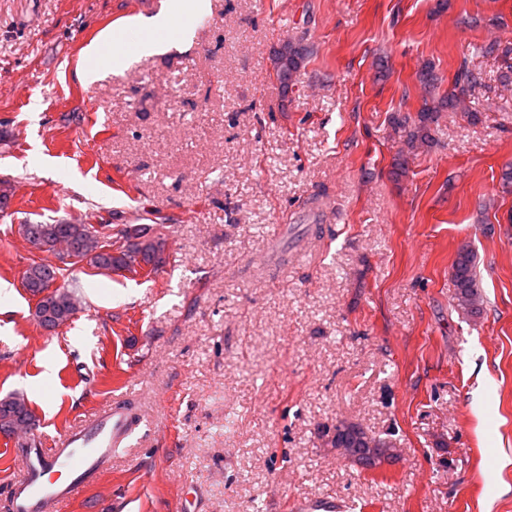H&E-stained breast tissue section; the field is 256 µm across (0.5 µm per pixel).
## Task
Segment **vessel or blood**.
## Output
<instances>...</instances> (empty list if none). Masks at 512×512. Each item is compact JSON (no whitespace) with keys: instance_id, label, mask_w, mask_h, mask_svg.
<instances>
[{"instance_id":"vessel-or-blood-1","label":"vessel or blood","mask_w":512,"mask_h":512,"mask_svg":"<svg viewBox=\"0 0 512 512\" xmlns=\"http://www.w3.org/2000/svg\"><path fill=\"white\" fill-rule=\"evenodd\" d=\"M142 421L140 411L125 400L86 415L48 441L24 437L12 443L21 451V473L10 479L5 512H58L80 490L96 482L115 449L131 447ZM290 512H336L327 497L293 499Z\"/></svg>"}]
</instances>
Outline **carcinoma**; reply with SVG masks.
<instances>
[{
    "mask_svg": "<svg viewBox=\"0 0 512 512\" xmlns=\"http://www.w3.org/2000/svg\"><path fill=\"white\" fill-rule=\"evenodd\" d=\"M311 54L312 47L302 38H289L274 50L273 71L283 94L293 92ZM417 79L426 92L420 109L413 114L396 111L390 117L400 143L392 162V173L397 178L407 174L410 157L419 149L434 144V132L439 127L442 113L460 108L470 121L479 120L478 113L466 105L477 84L466 65L457 70L453 88L441 96L436 95L441 78L431 63L419 68ZM19 232L32 249L48 253L64 265L86 261L109 273H121L137 267L155 271L166 260L167 240L143 224H129L115 234L109 224L74 222L21 224ZM60 271L61 267L42 259L32 261L23 275L24 287L37 298L34 317L47 330L65 325L78 311L74 292L63 286H54ZM451 273L456 306L472 314L480 313L481 285L469 245L459 246ZM33 425L34 418L24 396L9 394L0 398V434L9 437ZM349 428L351 433L344 445V456L360 466L368 463L381 465L392 459V446L385 445L355 423Z\"/></svg>",
    "mask_w": 512,
    "mask_h": 512,
    "instance_id": "obj_1",
    "label": "carcinoma"
}]
</instances>
